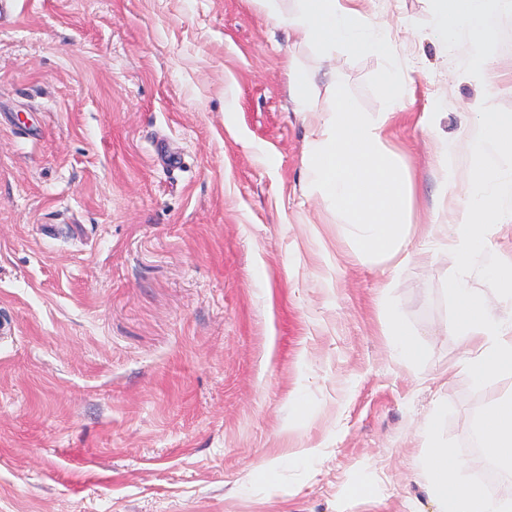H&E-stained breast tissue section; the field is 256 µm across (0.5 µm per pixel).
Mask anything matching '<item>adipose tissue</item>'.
<instances>
[{"mask_svg": "<svg viewBox=\"0 0 512 512\" xmlns=\"http://www.w3.org/2000/svg\"><path fill=\"white\" fill-rule=\"evenodd\" d=\"M295 43L315 48L331 59L336 48L352 54L389 56L391 34L386 26L365 21L359 10L340 0H294L280 12L277 0H261ZM379 82L382 112L354 109L346 100L330 101L318 116L308 141L305 180L340 217L357 251L395 265L411 260L407 250V211L411 186L401 157L385 144L387 124L404 96L398 69L390 63ZM442 414L434 407L427 424L425 488L438 512H512V497H496L466 472L452 450L435 435ZM481 445L496 451L504 468L512 467V396L490 403L479 415Z\"/></svg>", "mask_w": 512, "mask_h": 512, "instance_id": "ef3b65f1", "label": "adipose tissue"}]
</instances>
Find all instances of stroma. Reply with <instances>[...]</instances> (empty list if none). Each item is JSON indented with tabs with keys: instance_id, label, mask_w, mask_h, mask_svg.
Instances as JSON below:
<instances>
[{
	"instance_id": "obj_1",
	"label": "stroma",
	"mask_w": 512,
	"mask_h": 512,
	"mask_svg": "<svg viewBox=\"0 0 512 512\" xmlns=\"http://www.w3.org/2000/svg\"><path fill=\"white\" fill-rule=\"evenodd\" d=\"M406 107L387 145L412 187L408 249L465 201L480 83L430 0H369ZM487 79L512 110V20ZM260 0H15L0 21V512H436L424 429L465 443L512 377L473 389L448 332L449 251L360 258L304 182L314 117ZM336 94L382 111L375 54ZM441 106L447 178L420 123ZM402 320L427 350L408 364ZM358 483L366 498L350 496ZM313 91L306 78L296 77L293 83L292 99L296 111L299 112H322L318 111L313 105ZM388 335L394 336V348L398 355L412 362L421 361L426 352L398 321H393L388 327Z\"/></svg>"
}]
</instances>
